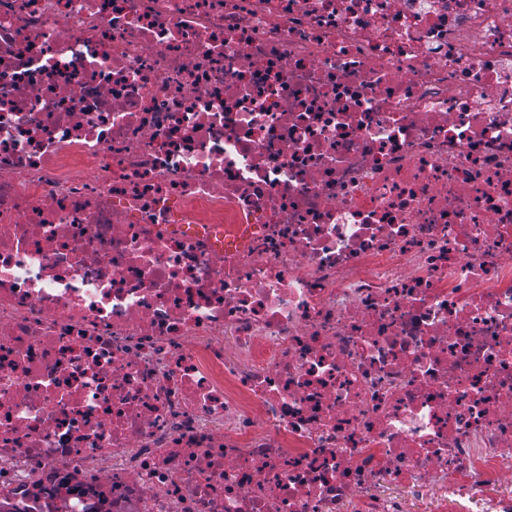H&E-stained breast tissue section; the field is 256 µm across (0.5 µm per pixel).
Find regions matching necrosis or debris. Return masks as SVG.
Wrapping results in <instances>:
<instances>
[{
    "mask_svg": "<svg viewBox=\"0 0 512 512\" xmlns=\"http://www.w3.org/2000/svg\"><path fill=\"white\" fill-rule=\"evenodd\" d=\"M0 512H512V0H0Z\"/></svg>",
    "mask_w": 512,
    "mask_h": 512,
    "instance_id": "necrosis-or-debris-1",
    "label": "necrosis or debris"
}]
</instances>
